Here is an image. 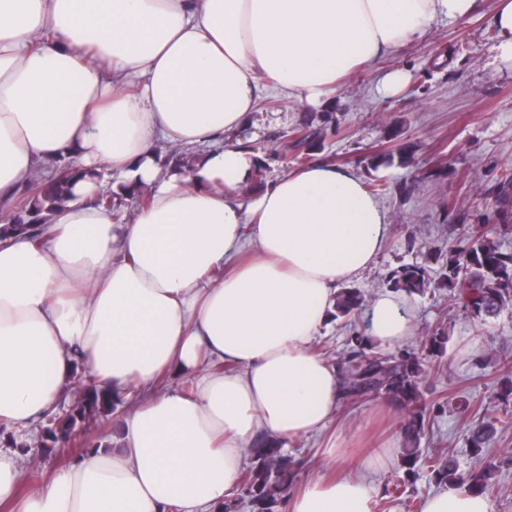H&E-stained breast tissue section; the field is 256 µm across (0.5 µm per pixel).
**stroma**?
<instances>
[{
    "instance_id": "35a3bbf8",
    "label": "stroma",
    "mask_w": 512,
    "mask_h": 512,
    "mask_svg": "<svg viewBox=\"0 0 512 512\" xmlns=\"http://www.w3.org/2000/svg\"><path fill=\"white\" fill-rule=\"evenodd\" d=\"M497 0H479L477 10L456 20H440L421 38L404 43L393 54L356 69L342 80L340 93L320 108L275 94L264 96L242 129L226 133L225 142L249 145L257 167L249 184L257 193L268 181L286 174L287 167L270 150L274 135L292 130L304 118L330 113L336 132L311 161H325L356 169L365 182L387 185L378 200L391 217L387 247L375 264L349 287L371 299L389 290L392 270L409 263L434 265L447 249L455 230L444 222L441 203L454 204L464 223H493L491 188L504 170L512 169V58L497 47L493 16ZM399 72L405 79L393 88L383 81ZM411 145V166L367 169L364 156L377 153L390 135ZM435 169L445 170L442 180L429 179ZM415 330L407 348H421L424 338L443 327L445 340L437 368L421 385L433 403L430 425L420 441L428 455H451L460 468H470L474 454L468 438L475 423L471 414L459 413L456 404L467 400L497 411L511 410L512 397L500 393L512 379L499 366L512 358V305L488 324L473 320L451 306L448 291L431 288L408 298ZM369 318L359 312L351 321L330 319L315 347L349 375L345 354L352 333L366 334ZM406 414L389 400L359 399L344 395L337 418L321 432L283 442L281 452L294 463L302 481L327 467L316 450L336 433L346 444L400 443ZM489 458L497 461L499 489L491 501L494 512H512V425L500 426L489 443ZM378 492L372 512H419L422 500L439 485L424 460L407 470L401 455L377 477Z\"/></svg>"
}]
</instances>
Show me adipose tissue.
<instances>
[{"instance_id":"adipose-tissue-1","label":"adipose tissue","mask_w":512,"mask_h":512,"mask_svg":"<svg viewBox=\"0 0 512 512\" xmlns=\"http://www.w3.org/2000/svg\"><path fill=\"white\" fill-rule=\"evenodd\" d=\"M477 0H0V205L69 160L91 169L41 240L0 241V420L27 431L89 369L123 405L117 435L21 495L24 454L0 446L13 512H223L257 436L323 429L343 384L313 343L342 284L389 241L388 211L353 169L317 161L241 196L252 151L224 142L266 89L320 106L352 69ZM194 149L189 171L154 146ZM150 189L115 221L95 198ZM370 340L414 333L377 294ZM192 380V392L172 385ZM330 477L288 512H372L390 443L317 449ZM421 512H494L429 494Z\"/></svg>"}]
</instances>
